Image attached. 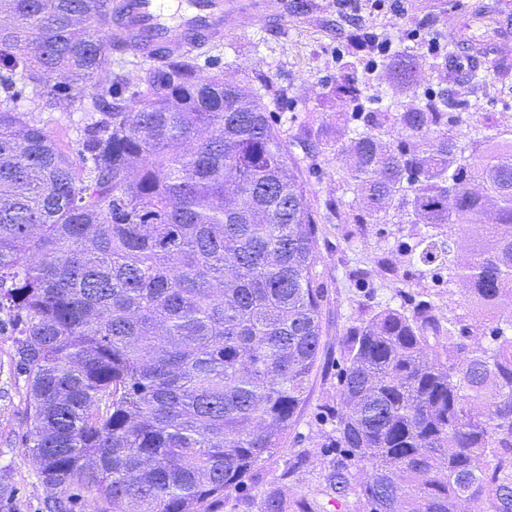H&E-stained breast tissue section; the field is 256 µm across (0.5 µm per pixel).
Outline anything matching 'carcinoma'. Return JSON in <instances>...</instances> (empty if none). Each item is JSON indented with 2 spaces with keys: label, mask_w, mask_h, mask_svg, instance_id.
<instances>
[{
  "label": "carcinoma",
  "mask_w": 512,
  "mask_h": 512,
  "mask_svg": "<svg viewBox=\"0 0 512 512\" xmlns=\"http://www.w3.org/2000/svg\"><path fill=\"white\" fill-rule=\"evenodd\" d=\"M114 19L112 0H0V309L19 325L22 443L47 512H209L305 401L319 228L267 107L202 74L194 49L112 94V54L137 50ZM454 56L456 83L512 76L484 47ZM385 67L405 100L365 109L373 70L348 61L336 94L355 136L336 148L307 128L302 148L345 158L340 220L411 225L381 269L430 266L466 307L422 292L350 328L330 410L347 461L326 495L356 512H512V125L490 114L462 142L461 102L419 91L416 54ZM87 103L77 169L34 113ZM258 512L321 505L273 489Z\"/></svg>",
  "instance_id": "cac0c4a2"
}]
</instances>
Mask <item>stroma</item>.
I'll return each instance as SVG.
<instances>
[{
	"instance_id": "stroma-1",
	"label": "stroma",
	"mask_w": 512,
	"mask_h": 512,
	"mask_svg": "<svg viewBox=\"0 0 512 512\" xmlns=\"http://www.w3.org/2000/svg\"><path fill=\"white\" fill-rule=\"evenodd\" d=\"M475 0H405L396 14L378 11L373 0H357L354 14L342 13L336 0H278L274 7L257 4L243 20L232 22L222 41L206 47L200 58L203 74L223 73L260 95L288 147V164L307 189L319 227L316 279L323 290L322 354L306 400L294 424L284 433L282 449L246 474L241 484L211 506V512H257L266 491L319 498L325 478L340 457L330 445L333 425L328 414L336 402L338 374L343 366L342 342L349 326L368 319L384 305L428 288L447 295L463 294V285L448 288L420 278L417 267L396 273L378 271L385 252L411 245L407 232L394 224H344L332 204L341 182L343 164L335 155L311 158L298 145L306 128L327 140H348V107L332 93L340 61L365 60L383 70L385 59L369 44L355 39L368 30L390 41L393 50L411 49L422 56L420 86L449 89L467 100L459 132L492 114L512 124V87L493 72L475 81L448 82L437 65L454 49L462 22L471 16ZM86 112H44L41 125L60 143L72 162H79V130ZM17 337L12 313L0 310V512H46L47 493L36 477L37 463L21 444L26 430V382L11 356Z\"/></svg>"
}]
</instances>
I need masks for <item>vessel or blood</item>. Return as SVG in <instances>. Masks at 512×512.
<instances>
[{"label":"vessel or blood","instance_id":"obj_1","mask_svg":"<svg viewBox=\"0 0 512 512\" xmlns=\"http://www.w3.org/2000/svg\"><path fill=\"white\" fill-rule=\"evenodd\" d=\"M113 7L121 18L120 34L135 38L150 61L175 47L223 39L230 23L245 14L241 0H191L188 14L174 25L163 0H114Z\"/></svg>","mask_w":512,"mask_h":512}]
</instances>
